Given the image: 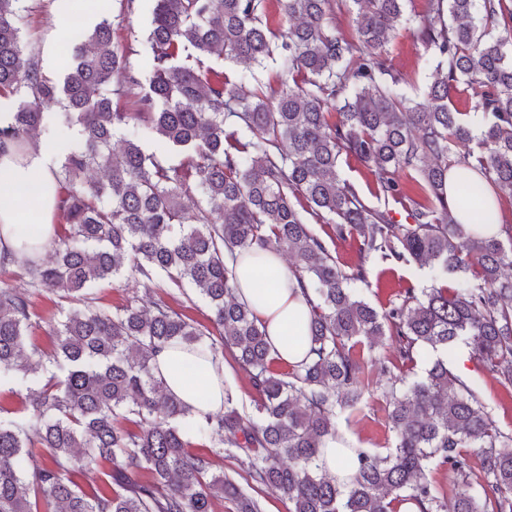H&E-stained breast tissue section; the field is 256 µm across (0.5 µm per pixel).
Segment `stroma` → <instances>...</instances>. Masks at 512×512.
I'll list each match as a JSON object with an SVG mask.
<instances>
[{
    "mask_svg": "<svg viewBox=\"0 0 512 512\" xmlns=\"http://www.w3.org/2000/svg\"><path fill=\"white\" fill-rule=\"evenodd\" d=\"M154 0H135L131 13L119 15L117 8L99 13L92 10L84 14L86 24L92 25L102 19H120L128 43L133 48L132 61L139 73H147L152 64V53L147 42L151 25ZM16 23L30 50L36 53L44 73L54 81H62L63 70L59 62V48L66 33L65 25L57 20L55 0H18ZM389 57L393 66L400 71L412 74L413 81L404 85L407 96H422L432 80L436 62L418 39L414 31L400 30L397 38L389 46ZM341 178L354 184L367 203L375 208L386 210L391 215L403 214L404 209L398 200L376 195L369 170L366 165L350 157H341L339 168ZM370 275L362 290L368 302L377 310L387 309L398 298L400 290L413 284L423 288L431 283L429 271L425 268L406 265H388L374 260L370 263ZM68 303L59 293L41 290L33 299L31 343L37 345L44 355H51L55 344V326L62 318V311ZM461 379L474 385L481 392L493 419L503 430H512V388L499 385L487 373L482 362L469 359ZM346 435L361 448L374 449L392 441L384 416L379 410L375 395H367L362 405V413L357 422L345 429Z\"/></svg>",
    "mask_w": 512,
    "mask_h": 512,
    "instance_id": "obj_1",
    "label": "stroma"
}]
</instances>
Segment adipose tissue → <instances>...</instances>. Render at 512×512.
Listing matches in <instances>:
<instances>
[{"label":"adipose tissue","instance_id":"obj_1","mask_svg":"<svg viewBox=\"0 0 512 512\" xmlns=\"http://www.w3.org/2000/svg\"><path fill=\"white\" fill-rule=\"evenodd\" d=\"M51 149L39 142L27 145L24 153L14 148L0 151V250L22 255L23 242L47 245L51 240L58 186L50 168ZM483 200L479 211H463L458 204L456 183L448 185V206L459 223L481 234H501L500 206L484 180L473 183ZM273 272L266 293H259L253 283L259 275ZM237 296L249 304L280 358L289 364L302 358L303 345L292 344L288 338L291 325L303 323L309 307L291 270L281 255L264 254L261 263L238 262L236 267ZM159 375L168 389L184 403L199 407V388H206L207 410L220 409L224 387L210 363L197 359L187 347L164 348L156 357Z\"/></svg>","mask_w":512,"mask_h":512}]
</instances>
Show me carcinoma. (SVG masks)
Listing matches in <instances>:
<instances>
[{
  "instance_id": "cac0c4a2",
  "label": "carcinoma",
  "mask_w": 512,
  "mask_h": 512,
  "mask_svg": "<svg viewBox=\"0 0 512 512\" xmlns=\"http://www.w3.org/2000/svg\"><path fill=\"white\" fill-rule=\"evenodd\" d=\"M17 0H0V95L19 99L0 125V149H23L51 124L78 127L62 146L56 210L65 224L48 261L0 256L29 288L0 287V384L23 408L0 417V512H264L271 488L289 512H512V434L478 390L448 368L464 344L503 387L512 386V227L504 238L473 234L448 207V175L467 211L477 196L467 174L512 196V0H425L422 19L406 0H280L289 27L270 21L266 0H155L149 75L138 76L122 28L79 26L60 54L62 82L25 55ZM352 14L348 31L336 12ZM416 34L437 59L424 100L401 92L388 45L397 27ZM261 66L279 61L273 81L251 84L205 63ZM465 96L472 111L459 112ZM133 96L137 111L118 100ZM61 112H45L47 103ZM129 137L118 149L117 133ZM156 134L178 163L146 152L140 130ZM363 161L378 194L403 201L397 224L340 179L341 156ZM106 180L86 177L91 170ZM411 177L421 193H404ZM199 194L192 206L184 198ZM303 200L336 240H353L348 269L307 223ZM277 251L293 259L310 305L308 349L281 364L265 327L238 300L230 263ZM415 263L432 285L403 290L379 312L353 285L367 262ZM133 276L141 303L96 306V289ZM193 287L208 303L213 332L154 298L160 283ZM74 301L56 328L52 365L27 342L36 290ZM196 349L222 367L229 357L256 393L251 412L224 389L222 410L192 413L155 374L170 344ZM390 346L392 359L376 358ZM376 359L375 373L364 358ZM426 364L424 374L414 368ZM380 391L392 446L349 448L340 482L319 463L336 418L356 417L370 386ZM210 453H194L195 445ZM472 452H467V449ZM233 458L246 485L215 468ZM110 467L93 491L75 481L81 460ZM454 478L453 502L433 478Z\"/></svg>"
}]
</instances>
